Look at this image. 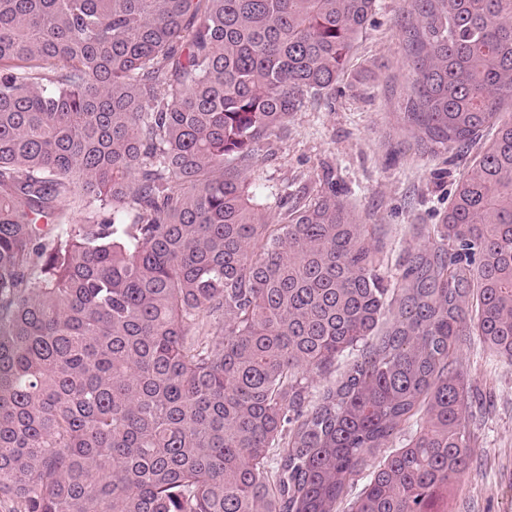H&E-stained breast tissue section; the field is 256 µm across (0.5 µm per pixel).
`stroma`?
<instances>
[{"instance_id":"1","label":"stroma","mask_w":512,"mask_h":512,"mask_svg":"<svg viewBox=\"0 0 512 512\" xmlns=\"http://www.w3.org/2000/svg\"><path fill=\"white\" fill-rule=\"evenodd\" d=\"M412 18V0H377L335 91L309 97L246 173L274 221L285 195L336 192L357 223L381 226L383 271L392 282L408 254L427 246L419 227L441 223L474 155L467 146L421 148L404 119L415 76L402 29ZM458 359L471 391L487 402L468 411L473 460L443 512H512V363L476 345Z\"/></svg>"}]
</instances>
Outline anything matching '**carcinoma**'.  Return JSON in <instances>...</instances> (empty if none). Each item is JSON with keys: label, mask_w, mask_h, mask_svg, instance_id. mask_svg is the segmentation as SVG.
<instances>
[{"label": "carcinoma", "mask_w": 512, "mask_h": 512, "mask_svg": "<svg viewBox=\"0 0 512 512\" xmlns=\"http://www.w3.org/2000/svg\"><path fill=\"white\" fill-rule=\"evenodd\" d=\"M375 7L0 0L1 501L438 512L454 494L473 456L455 354L512 362V0H414L405 119L477 152L396 284L378 225L327 192L273 224L245 176L336 87Z\"/></svg>", "instance_id": "carcinoma-1"}]
</instances>
